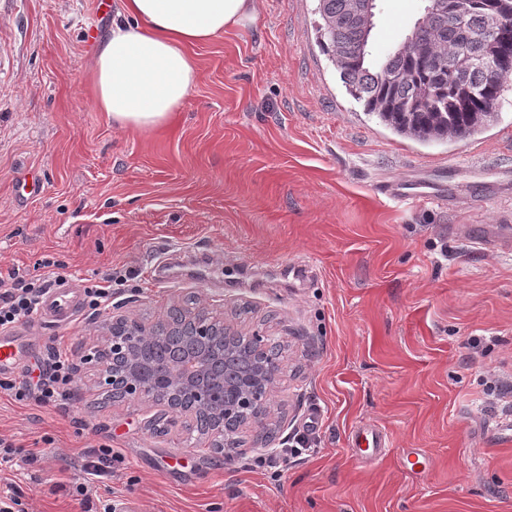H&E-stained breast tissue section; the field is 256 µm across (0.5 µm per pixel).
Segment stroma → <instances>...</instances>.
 <instances>
[{"mask_svg": "<svg viewBox=\"0 0 512 512\" xmlns=\"http://www.w3.org/2000/svg\"><path fill=\"white\" fill-rule=\"evenodd\" d=\"M256 2L193 47L200 82L143 133L95 106L83 35L111 21L92 0H0V274L112 279L111 304L72 327L26 323V367L68 353L76 398L0 392V437L37 457L0 467V492L24 512H512V89L478 133L401 138L321 51L316 0ZM424 6L376 0L374 65ZM399 178L436 192H379ZM173 304L281 342L275 449L248 429L233 457L191 448L147 427L153 402H103L79 362L102 324ZM365 425L388 447L359 459ZM102 444L121 461L89 477Z\"/></svg>", "mask_w": 512, "mask_h": 512, "instance_id": "35a3bbf8", "label": "stroma"}]
</instances>
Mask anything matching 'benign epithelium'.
<instances>
[{"mask_svg": "<svg viewBox=\"0 0 512 512\" xmlns=\"http://www.w3.org/2000/svg\"><path fill=\"white\" fill-rule=\"evenodd\" d=\"M374 0H347L351 18L371 26ZM105 346L80 362L95 367L100 384H110L127 400L149 399L175 420L198 424L206 417L205 438L232 450L244 428L255 430L263 448L275 446L268 431L272 397L282 372L280 357L269 354L271 339L258 332L244 335L202 306L171 307L156 322L126 316L105 323ZM136 338L155 348L177 344L180 351L147 366L130 347Z\"/></svg>", "mask_w": 512, "mask_h": 512, "instance_id": "1", "label": "benign epithelium"}]
</instances>
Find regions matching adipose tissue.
Wrapping results in <instances>:
<instances>
[{
  "label": "adipose tissue",
  "mask_w": 512,
  "mask_h": 512,
  "mask_svg": "<svg viewBox=\"0 0 512 512\" xmlns=\"http://www.w3.org/2000/svg\"><path fill=\"white\" fill-rule=\"evenodd\" d=\"M256 0H121L94 52L95 104L113 125L150 131L199 80L191 49L253 18Z\"/></svg>",
  "instance_id": "1"
}]
</instances>
